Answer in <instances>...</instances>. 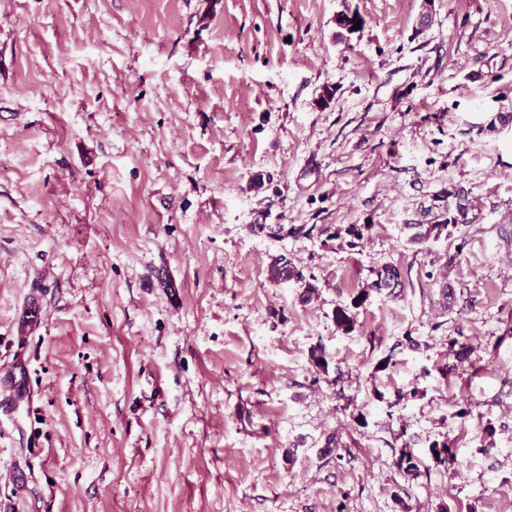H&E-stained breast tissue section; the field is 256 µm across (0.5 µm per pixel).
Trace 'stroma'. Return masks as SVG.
<instances>
[{
  "instance_id": "stroma-1",
  "label": "stroma",
  "mask_w": 512,
  "mask_h": 512,
  "mask_svg": "<svg viewBox=\"0 0 512 512\" xmlns=\"http://www.w3.org/2000/svg\"><path fill=\"white\" fill-rule=\"evenodd\" d=\"M0 512H512V0H0ZM450 195L455 198V208L450 209L449 206H446L445 209L446 214L450 215V217H446L444 220L438 221L435 224H407L406 228L412 232L410 235L411 242L421 244L430 239L438 240L443 235L444 231H447L446 237H448L449 224L457 226L459 224L469 223V220L466 219L469 208L465 195L459 193H450ZM376 275L371 287L378 291L388 290V293H395L397 288H405V280L402 272L396 265L385 264L378 270H372Z\"/></svg>"
}]
</instances>
